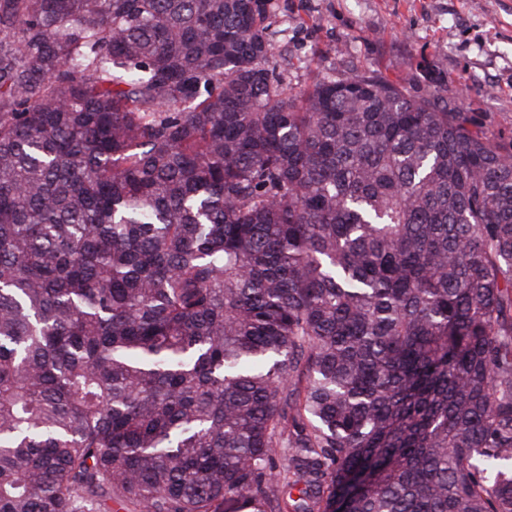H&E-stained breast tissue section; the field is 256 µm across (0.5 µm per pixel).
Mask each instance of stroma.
I'll return each mask as SVG.
<instances>
[{
	"instance_id": "35a3bbf8",
	"label": "stroma",
	"mask_w": 512,
	"mask_h": 512,
	"mask_svg": "<svg viewBox=\"0 0 512 512\" xmlns=\"http://www.w3.org/2000/svg\"><path fill=\"white\" fill-rule=\"evenodd\" d=\"M275 58L288 84L358 68L448 98L512 141V0H273Z\"/></svg>"
}]
</instances>
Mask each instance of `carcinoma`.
<instances>
[{
	"instance_id": "1",
	"label": "carcinoma",
	"mask_w": 512,
	"mask_h": 512,
	"mask_svg": "<svg viewBox=\"0 0 512 512\" xmlns=\"http://www.w3.org/2000/svg\"><path fill=\"white\" fill-rule=\"evenodd\" d=\"M271 0H0V512H512V143Z\"/></svg>"
}]
</instances>
